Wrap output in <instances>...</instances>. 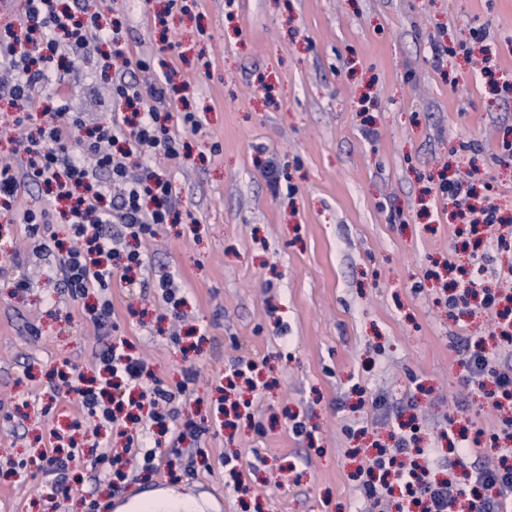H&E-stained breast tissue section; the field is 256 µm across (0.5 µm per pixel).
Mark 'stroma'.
<instances>
[{
	"instance_id": "1",
	"label": "stroma",
	"mask_w": 512,
	"mask_h": 512,
	"mask_svg": "<svg viewBox=\"0 0 512 512\" xmlns=\"http://www.w3.org/2000/svg\"><path fill=\"white\" fill-rule=\"evenodd\" d=\"M78 0L122 26L149 78L187 84L168 109L202 127L173 168L180 222L143 244L150 285L113 281V338L127 341L169 383L193 366L181 411L203 428L207 459L194 474L158 473L111 493L89 466L71 467L69 499L35 461L47 425L78 412L50 400L47 373L70 360L93 371L101 332L27 254L30 288H0V455L26 460L0 472V512H84L94 495L110 512L148 499L191 497L204 512H366L357 469L389 417L416 416L435 473L456 460L447 426L466 429L472 457L497 460L495 414L467 384L461 337L490 338L488 310L448 306L451 267L467 268L461 225L437 192L441 175L470 171L512 217V90L478 72L483 56L512 82V0ZM167 12L166 27L154 17ZM446 52L435 62L433 42ZM101 67L67 73L73 107L111 120ZM279 173L271 186L267 165ZM184 288L186 321L173 343L153 281ZM269 387L251 419L224 425L215 401L238 359ZM307 423L294 435L291 414ZM264 434H257V427ZM241 453L248 495L227 483L221 458Z\"/></svg>"
}]
</instances>
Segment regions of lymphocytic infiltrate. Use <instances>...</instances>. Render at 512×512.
<instances>
[{
    "label": "lymphocytic infiltrate",
    "instance_id": "lymphocytic-infiltrate-1",
    "mask_svg": "<svg viewBox=\"0 0 512 512\" xmlns=\"http://www.w3.org/2000/svg\"><path fill=\"white\" fill-rule=\"evenodd\" d=\"M59 2L23 0L17 23L0 28V94L13 108L0 116V136L12 134L15 157L14 163L0 165V211L9 213L13 223L24 225L33 251L54 256L56 265L49 269V277L59 278L68 296L83 302V316L102 329L112 321L113 278L124 280L132 270L146 267L142 252L128 248L127 240L148 239L158 226L177 223L180 217L172 179L158 162L179 160L187 144L168 126L174 118L167 110L174 90L171 76L140 89L133 75L149 64L126 56L121 29L83 24ZM103 45L111 47L113 57L121 61L110 80L112 100L132 113L90 125L73 112L61 74L90 62ZM40 103L45 106V120L36 133H23ZM24 185L45 187L52 203H66L62 216L71 229L68 240L49 233L48 210H15ZM473 189L470 176L455 175L439 185L440 193L465 211L469 224L495 226L499 217L493 196H485L481 206H472ZM492 261L490 253L479 256L461 290L449 297V307L468 305L475 297L486 308L512 301L511 291L502 294L484 288L483 276ZM127 347L124 340L110 342L97 353L102 387L90 386L76 364L56 372L58 388L72 396L82 415L73 423V431L85 427L96 432L106 426L124 440L120 449L100 439L87 447L55 434L52 447L38 450L37 458L53 474L60 494L70 491V465L84 459L115 491L140 472L164 469L177 475L182 460L163 455L154 429L172 433L179 441L202 431L193 420L182 419L174 405L193 379V367H183L182 382L172 386L156 376L141 356L128 353ZM466 363L472 386L504 414L500 453L511 457L512 417L506 410L512 408V371L490 367L479 353L469 355ZM391 437L393 447L379 449L370 460V471L381 472L384 479L362 484L367 499L385 500L397 487L402 502L421 512H457L463 497L469 501V512H512L511 464L480 463L465 472L464 482L435 481L427 468L408 459L415 432L397 430Z\"/></svg>",
    "mask_w": 512,
    "mask_h": 512
}]
</instances>
